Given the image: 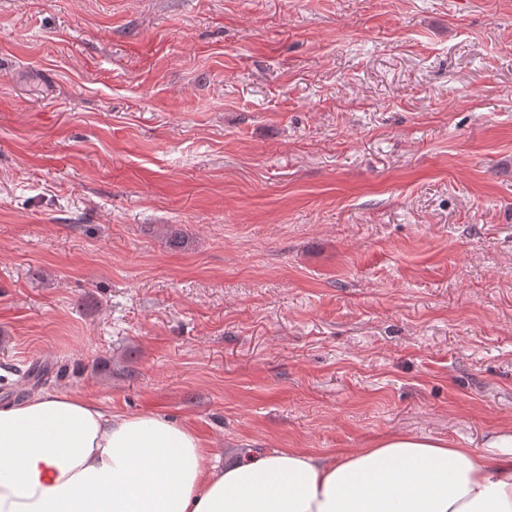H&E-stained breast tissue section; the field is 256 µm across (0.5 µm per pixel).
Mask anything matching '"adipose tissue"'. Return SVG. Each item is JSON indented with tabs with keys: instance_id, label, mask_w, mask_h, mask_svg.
I'll return each mask as SVG.
<instances>
[{
	"instance_id": "ef3b65f1",
	"label": "adipose tissue",
	"mask_w": 512,
	"mask_h": 512,
	"mask_svg": "<svg viewBox=\"0 0 512 512\" xmlns=\"http://www.w3.org/2000/svg\"><path fill=\"white\" fill-rule=\"evenodd\" d=\"M0 512H512V430L218 460L188 427L38 393L0 406Z\"/></svg>"
}]
</instances>
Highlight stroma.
I'll return each mask as SVG.
<instances>
[{"label": "stroma", "mask_w": 512, "mask_h": 512, "mask_svg": "<svg viewBox=\"0 0 512 512\" xmlns=\"http://www.w3.org/2000/svg\"><path fill=\"white\" fill-rule=\"evenodd\" d=\"M33 364L217 454L512 430V0H0Z\"/></svg>", "instance_id": "stroma-1"}]
</instances>
